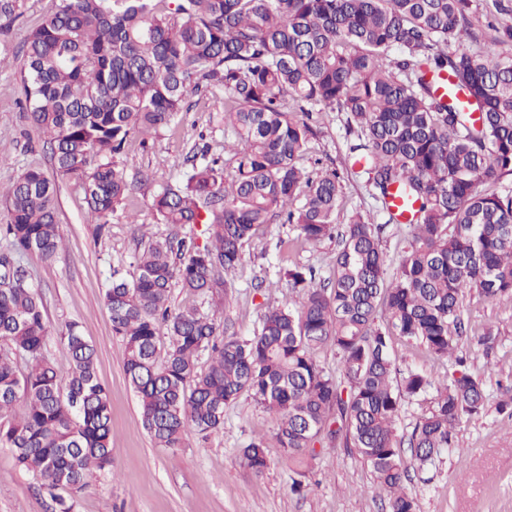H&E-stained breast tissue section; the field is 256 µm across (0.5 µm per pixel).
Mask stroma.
<instances>
[{"label": "stroma", "instance_id": "35a3bbf8", "mask_svg": "<svg viewBox=\"0 0 512 512\" xmlns=\"http://www.w3.org/2000/svg\"><path fill=\"white\" fill-rule=\"evenodd\" d=\"M12 16L0 15V190L26 168L50 169L48 153L24 112L20 86L22 60L18 48L26 34L51 15L58 0H14ZM495 8L493 0H471L475 23L465 41L473 48L495 44L497 52L512 57V41L495 43L498 29L512 27V0ZM190 109L148 141L133 137L116 158L133 186L127 204L136 223L111 221L108 234L97 235L87 216L78 182H59L58 222L64 247L45 262L23 257L31 284L40 292L45 316L53 329L47 354L60 371L69 367V353L58 337L70 321L79 322L97 353L98 376L109 393L112 425V469L99 474L82 492L71 494L72 512H390L389 498L377 485L356 451L344 445L318 449L309 461L302 492L292 490L295 473L273 462L254 475L241 450L255 438L271 435L273 414L248 395L224 408V427L209 438L185 435L181 447L158 448L143 427L138 398L123 368V343L114 336L104 303L106 278L112 266L129 264L134 252L150 238L175 232L160 223L150 209L158 184L178 177L183 161L199 142L210 153H224L223 113L213 111L209 97L190 95ZM342 112L319 113L316 133L300 164L305 169L339 172L342 202L336 215L344 225L352 211H361L369 223L383 225L381 249L388 273L398 269L412 240L406 224L387 221L366 184V177L348 162L352 141ZM180 236L205 243L204 225H186ZM337 237L307 243L287 224L263 225L243 248L235 270L225 273L227 293L197 297L173 288V308L197 307L214 318L220 334L252 336L260 319L273 306H294L297 292L280 271L286 267L313 268L317 283L332 276ZM466 332L457 341V355L468 358L474 373L485 381L483 412L462 419L455 430L456 450L445 451L421 470H410L404 483L415 498L418 512H512V417L499 410L502 389L512 385V297L493 302L468 293L461 306ZM487 344H479L480 336ZM390 351L401 371L443 377L451 367L446 358L432 355L418 342L392 336ZM0 512H56V505L33 474L20 469L11 449L0 447Z\"/></svg>", "mask_w": 512, "mask_h": 512}]
</instances>
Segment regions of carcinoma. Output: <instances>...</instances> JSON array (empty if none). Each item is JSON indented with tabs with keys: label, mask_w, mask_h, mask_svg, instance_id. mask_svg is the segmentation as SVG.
I'll use <instances>...</instances> for the list:
<instances>
[{
	"label": "carcinoma",
	"mask_w": 512,
	"mask_h": 512,
	"mask_svg": "<svg viewBox=\"0 0 512 512\" xmlns=\"http://www.w3.org/2000/svg\"><path fill=\"white\" fill-rule=\"evenodd\" d=\"M469 12V0H59L26 36L28 119L56 175L81 184L100 235L131 193L114 162L128 138L169 127L189 95L222 91L213 107L234 137L224 145L233 174L202 149L150 202L164 224L207 225L209 242L158 238L133 256L136 277L114 266L104 292L156 447L220 431L224 406L247 393L277 420L271 437L242 450L255 474L275 460L300 468L343 436L389 493L390 512H417L395 423L402 400L433 382L415 371L394 381L390 336L450 358L465 294L512 296V189L480 190L512 175V58L494 49L512 30L472 50L457 43ZM316 107L347 114L357 137L349 159L388 221L394 195L409 208L410 249L387 276L382 225L356 211L326 286L311 287V269L289 268L296 306L268 309L247 339L221 336L197 308H171V288L206 296L226 287L219 273L272 220L307 242L335 230L338 174L312 177L299 164ZM0 196L9 214L0 225V445L47 490L80 492L112 467L109 395L77 323L60 332L67 372L49 359L42 300L19 262L63 248L57 184L29 167ZM327 341L342 365L336 379L314 358ZM484 402L482 378L455 358L411 433L414 463L455 449L456 426Z\"/></svg>",
	"instance_id": "carcinoma-1"
}]
</instances>
